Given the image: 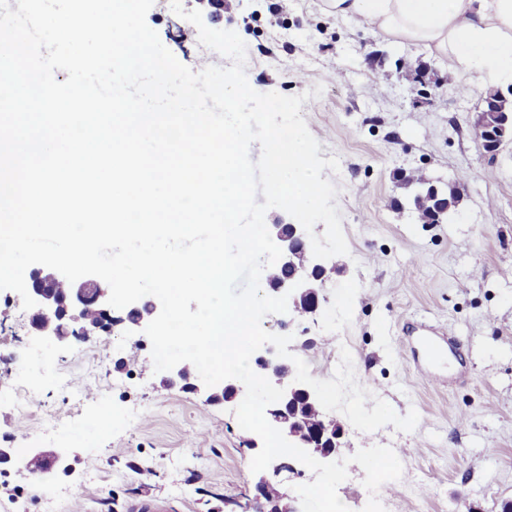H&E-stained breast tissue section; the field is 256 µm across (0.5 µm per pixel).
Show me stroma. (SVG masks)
<instances>
[{
    "label": "stroma",
    "mask_w": 512,
    "mask_h": 512,
    "mask_svg": "<svg viewBox=\"0 0 512 512\" xmlns=\"http://www.w3.org/2000/svg\"><path fill=\"white\" fill-rule=\"evenodd\" d=\"M224 0L214 19L207 0H191L205 24L246 44L251 87L299 95L320 89L301 115L337 188L335 203L349 253L326 259L319 306L306 317H264L287 332L290 352L312 377L327 380L341 348L359 385L398 415L416 410L413 431H357L340 412L341 457L375 445L402 464L385 512H501L512 500V148L487 154L473 125L479 93L461 89V70L423 46L398 42L326 14L323 0ZM188 67L208 49L170 0L146 17ZM426 69L415 82L408 65ZM421 172L439 187H462L439 224L405 208L397 177ZM20 295L0 291V512H126L137 499L167 497L180 512H228L246 505L258 474L236 418V402L166 387L151 367L150 339L116 325L88 341L60 343L34 334ZM425 322L456 339L461 360L442 384L419 372L421 349L409 331ZM35 390L21 404L19 385ZM63 448L75 469L46 487L18 468L30 448Z\"/></svg>",
    "instance_id": "stroma-1"
}]
</instances>
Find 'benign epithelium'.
Segmentation results:
<instances>
[{
	"instance_id": "benign-epithelium-1",
	"label": "benign epithelium",
	"mask_w": 512,
	"mask_h": 512,
	"mask_svg": "<svg viewBox=\"0 0 512 512\" xmlns=\"http://www.w3.org/2000/svg\"><path fill=\"white\" fill-rule=\"evenodd\" d=\"M507 95L501 90H492L482 96L483 108L478 110V125L485 130L487 140L485 150L495 154L502 146L512 143V113L505 110L504 102ZM272 237L282 243V256L278 264L286 271L284 279L272 290L279 294H289L288 308L294 312L303 303L312 307L318 305V292L315 281L321 280L324 267L316 261L310 252V240L307 232L300 224L282 223L271 224L268 227ZM303 253L308 264L298 267L296 257ZM59 272H45L38 267L31 272V295L36 301V311L31 318V328L35 335L53 338L59 342L68 337L88 340L104 333L99 325H90L84 320V310L90 305L100 307L110 323L127 322L138 326L144 317L137 316L140 305L130 306L125 316L114 317L106 305V289L102 288L95 279H88L76 288H70L61 295L46 290V283L63 281ZM258 365L268 371L275 379L278 387L284 389L283 397L267 409L268 421L279 429L284 437L292 444L314 454L324 460L335 461L343 447L341 431L336 429V421L324 420L321 427L312 433L306 432V427L300 423L288 409L294 398L303 396L309 401H317L314 391L303 383L285 380L283 372L287 368L283 359L275 353V348L268 345L263 354L257 357ZM167 382L171 386L177 384L195 392L203 391V387L192 381V375L186 366L177 365L170 370ZM240 392L239 386L231 379L224 381L221 391L207 394V401L224 403L234 400ZM31 460L38 462V467L30 468L21 463L20 469L37 481L48 484L59 474L72 471L69 454L57 453L53 450L34 448L29 453ZM275 483L263 480L256 485L253 503L249 505L252 512H299L295 508L285 507L281 498L270 497V491Z\"/></svg>"
}]
</instances>
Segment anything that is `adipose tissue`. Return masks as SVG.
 <instances>
[{"instance_id":"adipose-tissue-1","label":"adipose tissue","mask_w":512,"mask_h":512,"mask_svg":"<svg viewBox=\"0 0 512 512\" xmlns=\"http://www.w3.org/2000/svg\"><path fill=\"white\" fill-rule=\"evenodd\" d=\"M326 12L462 66L467 90L512 81V0H324Z\"/></svg>"}]
</instances>
